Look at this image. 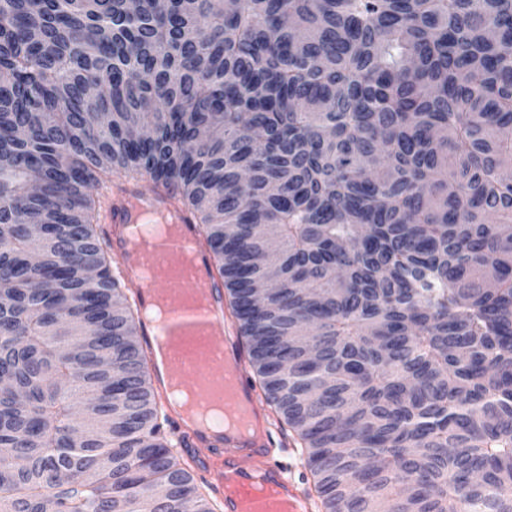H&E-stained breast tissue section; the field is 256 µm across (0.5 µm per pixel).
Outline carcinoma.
Here are the masks:
<instances>
[{"mask_svg": "<svg viewBox=\"0 0 512 512\" xmlns=\"http://www.w3.org/2000/svg\"><path fill=\"white\" fill-rule=\"evenodd\" d=\"M144 177L322 512H512V0H0V512H217L95 231Z\"/></svg>", "mask_w": 512, "mask_h": 512, "instance_id": "1", "label": "carcinoma"}]
</instances>
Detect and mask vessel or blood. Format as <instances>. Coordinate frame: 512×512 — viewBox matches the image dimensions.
<instances>
[{"label":"vessel or blood","mask_w":512,"mask_h":512,"mask_svg":"<svg viewBox=\"0 0 512 512\" xmlns=\"http://www.w3.org/2000/svg\"><path fill=\"white\" fill-rule=\"evenodd\" d=\"M156 194L141 191L139 185H127L113 189L112 199L103 220L104 244L112 255V261L121 271L125 284L136 303L145 300L144 291L130 262L134 248L130 227L139 223L143 212L159 208ZM171 222L183 225L185 236L181 241L161 244L163 256L160 263V278L166 287L172 288L175 313L171 331L176 338L175 358L185 368L189 378L216 385L217 379L210 340L205 334L203 318L190 314L195 299L208 303L210 315L224 316V283L213 275V258L200 246V229L184 210L169 211ZM196 251L206 270L204 276L195 278L182 266L180 250ZM168 432L180 449L194 455L200 467L209 475L216 493L221 494L223 512H239L236 499L224 493V480L234 477L243 481L261 478L275 487L280 495L290 502L295 512H313L309 495L303 486L295 482L287 469L272 457L273 434L270 422L242 436L235 433L207 432L196 429L175 410H168Z\"/></svg>","instance_id":"obj_1"}]
</instances>
